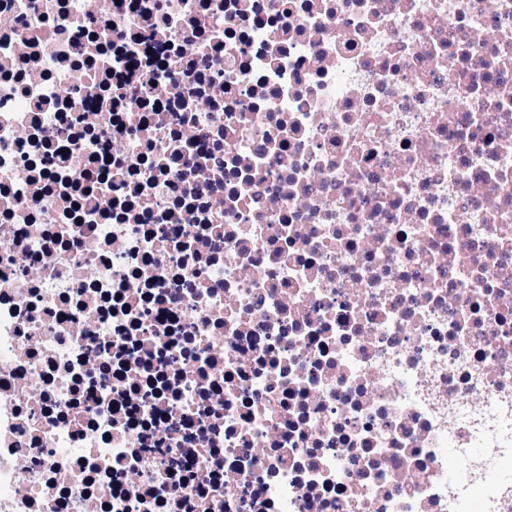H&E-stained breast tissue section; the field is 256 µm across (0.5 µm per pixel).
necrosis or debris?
Returning a JSON list of instances; mask_svg holds the SVG:
<instances>
[{"label":"necrosis or debris","mask_w":512,"mask_h":512,"mask_svg":"<svg viewBox=\"0 0 512 512\" xmlns=\"http://www.w3.org/2000/svg\"><path fill=\"white\" fill-rule=\"evenodd\" d=\"M0 512H512V0H0Z\"/></svg>","instance_id":"necrosis-or-debris-1"}]
</instances>
